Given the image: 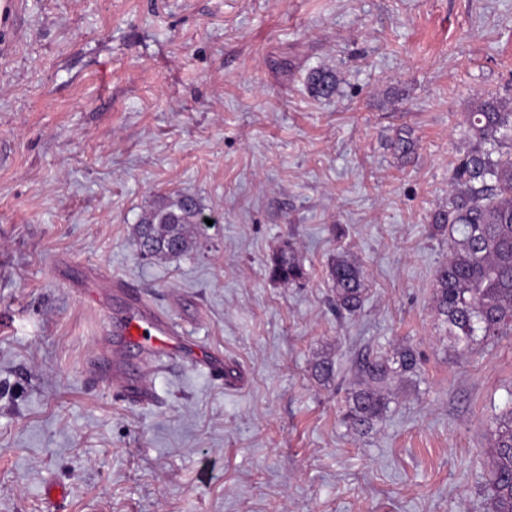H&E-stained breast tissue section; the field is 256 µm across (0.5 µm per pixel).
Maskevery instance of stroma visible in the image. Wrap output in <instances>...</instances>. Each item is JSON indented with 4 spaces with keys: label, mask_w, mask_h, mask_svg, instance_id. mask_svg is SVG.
<instances>
[{
    "label": "stroma",
    "mask_w": 512,
    "mask_h": 512,
    "mask_svg": "<svg viewBox=\"0 0 512 512\" xmlns=\"http://www.w3.org/2000/svg\"><path fill=\"white\" fill-rule=\"evenodd\" d=\"M479 93L512 99V0H7L0 512H486L512 336L451 347L431 228ZM177 194L205 221L149 259L135 226ZM288 245L299 284L269 276ZM339 255L364 276L352 315ZM92 270L147 291L244 385L130 347L155 399L128 405L87 370L111 313L80 291ZM406 346L417 371L350 425L360 363ZM336 310L358 311L364 301V279L360 267L345 258H338L330 269Z\"/></svg>",
    "instance_id": "obj_1"
}]
</instances>
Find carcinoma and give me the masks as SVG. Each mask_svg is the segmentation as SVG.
Listing matches in <instances>:
<instances>
[{
    "mask_svg": "<svg viewBox=\"0 0 512 512\" xmlns=\"http://www.w3.org/2000/svg\"><path fill=\"white\" fill-rule=\"evenodd\" d=\"M309 83L326 97L336 89L334 77L321 69L310 72ZM462 135L467 147L453 166L448 209L434 216L433 228L451 235L448 260L436 272V310L448 326V341L465 352L512 334V103L477 96ZM201 222L202 211L193 197H164L137 225L139 247L154 257L182 254L190 247L188 226ZM270 275L290 285L305 279L307 272L290 248L273 259ZM330 276L336 309L358 311L365 293L360 267L338 258ZM416 370L410 347L388 359L364 362L367 387L352 394L348 419L359 426L370 423L385 406L382 385L394 374ZM490 474L488 512H512V408L495 418Z\"/></svg>",
    "mask_w": 512,
    "mask_h": 512,
    "instance_id": "carcinoma-1",
    "label": "carcinoma"
}]
</instances>
